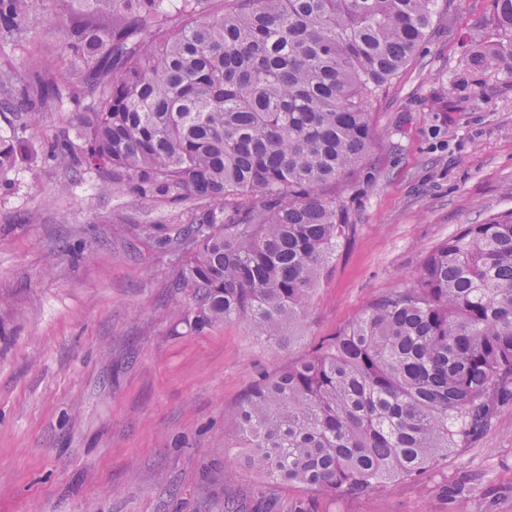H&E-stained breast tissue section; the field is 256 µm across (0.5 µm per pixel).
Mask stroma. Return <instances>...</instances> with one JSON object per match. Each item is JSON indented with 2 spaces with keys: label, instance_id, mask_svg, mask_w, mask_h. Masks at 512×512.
I'll use <instances>...</instances> for the list:
<instances>
[{
  "label": "stroma",
  "instance_id": "obj_1",
  "mask_svg": "<svg viewBox=\"0 0 512 512\" xmlns=\"http://www.w3.org/2000/svg\"><path fill=\"white\" fill-rule=\"evenodd\" d=\"M492 0L439 7L374 103L345 195L356 225L289 346L182 320L173 204L105 191L42 154L0 192V512H512V400L468 448L359 498L273 483L236 452V411L467 224L512 210V75L477 68Z\"/></svg>",
  "mask_w": 512,
  "mask_h": 512
}]
</instances>
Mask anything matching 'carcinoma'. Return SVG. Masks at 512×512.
I'll return each mask as SVG.
<instances>
[{
  "label": "carcinoma",
  "mask_w": 512,
  "mask_h": 512,
  "mask_svg": "<svg viewBox=\"0 0 512 512\" xmlns=\"http://www.w3.org/2000/svg\"><path fill=\"white\" fill-rule=\"evenodd\" d=\"M63 50L35 64L39 0H0V190L65 101L82 132L44 151L73 174L188 204L172 287L196 332L243 321L286 344L356 231L345 196L371 146V102L427 38L437 0H51ZM507 40L478 66L512 75ZM68 75L62 88L53 72ZM512 397V211L430 251L410 286L370 303L313 355L252 387L236 412L250 463L275 483L361 497L466 447Z\"/></svg>",
  "instance_id": "cac0c4a2"
}]
</instances>
